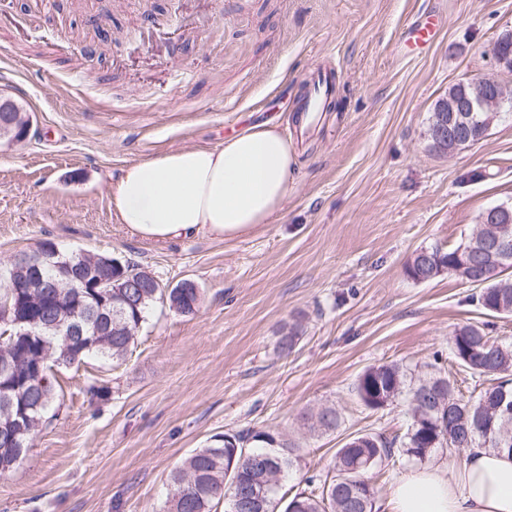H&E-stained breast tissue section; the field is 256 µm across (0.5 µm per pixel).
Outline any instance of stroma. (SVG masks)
<instances>
[{
	"label": "stroma",
	"instance_id": "35a3bbf8",
	"mask_svg": "<svg viewBox=\"0 0 512 512\" xmlns=\"http://www.w3.org/2000/svg\"><path fill=\"white\" fill-rule=\"evenodd\" d=\"M105 13V59L82 55ZM430 14L445 27L410 50L407 28ZM508 32L512 0H52L27 19L0 0V93L30 118L24 143L0 144V264L51 240L202 290L193 316L155 304L124 360L55 368L58 398L0 476V512H166L174 468L248 429L297 445L289 498L333 476L349 436L406 431L405 397L378 411L359 399L366 368L428 377L454 364L450 336L465 324L491 323L512 344V317H488L475 286L405 273L415 251L458 246L486 208L512 205V118L451 155L427 137L449 86L493 74L512 94L492 58ZM318 63L336 95L302 134L288 122ZM177 67L193 77L173 86ZM269 119L295 148L294 190L271 223L163 245L120 224L110 192L129 164ZM293 322L302 339L284 357L279 329ZM324 405L341 426L309 434L301 413Z\"/></svg>",
	"mask_w": 512,
	"mask_h": 512
}]
</instances>
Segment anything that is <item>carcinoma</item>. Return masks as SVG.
Masks as SVG:
<instances>
[{"instance_id":"carcinoma-1","label":"carcinoma","mask_w":512,"mask_h":512,"mask_svg":"<svg viewBox=\"0 0 512 512\" xmlns=\"http://www.w3.org/2000/svg\"><path fill=\"white\" fill-rule=\"evenodd\" d=\"M460 90L473 100L483 95L477 78L462 86L454 84L448 93ZM496 228L507 247L505 257H487L476 266L460 268L454 265L457 249L422 248L408 262L407 276L424 282L445 272L479 287L472 300L482 310L511 315L512 282L504 279V275L512 270V224H498ZM123 264L125 272L144 287L136 289L135 305L126 308V315L118 318L120 326L96 318L88 323L85 335L67 342L50 328L21 339L13 334L12 326L0 323V356L7 353L15 361L13 374L0 377V386L13 391V409L27 407L24 429L19 431L16 442L8 448L0 445L1 476L10 472L26 451L55 401L53 367L80 364L92 354L124 359L151 306L158 301L175 303V311L185 316L198 311L200 288H183L173 298L156 278L144 276V267L130 260ZM101 298L102 289L90 291L76 282L61 298L52 297L41 304L39 316L49 319L57 310L65 317L78 308H98ZM300 333L297 323L281 326V354L286 356L295 350ZM451 343L458 365L488 381L477 399L472 402L457 395L450 380L440 374L412 384L408 382L407 370L398 364L367 368L356 382L358 397L367 408L379 410L406 394L411 412L406 433L390 439L371 432L350 437L336 450V475L332 481L323 483L318 494L313 490L295 494L283 505L282 512H370L376 499L373 468L398 455L422 462L437 448H495L512 452V414L505 416L500 409L502 404L512 406V344H502L488 336L484 328L472 324L456 329ZM45 356V370L39 375L30 373L25 359ZM301 419L312 433L334 432L341 425V416L333 406L305 412ZM295 451L296 446L290 441L262 430L233 434L227 441L217 435L210 445L194 451L172 472L169 512H217L221 504L224 512H233L240 486L262 503L260 512H277L281 481L293 467Z\"/></svg>"}]
</instances>
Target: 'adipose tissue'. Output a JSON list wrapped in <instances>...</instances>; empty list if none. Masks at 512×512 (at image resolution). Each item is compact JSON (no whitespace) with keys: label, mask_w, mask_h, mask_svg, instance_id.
Instances as JSON below:
<instances>
[{"label":"adipose tissue","mask_w":512,"mask_h":512,"mask_svg":"<svg viewBox=\"0 0 512 512\" xmlns=\"http://www.w3.org/2000/svg\"><path fill=\"white\" fill-rule=\"evenodd\" d=\"M293 163V145L276 125H254L215 148L184 147L129 165L111 203L131 234L152 243L233 237L282 211ZM389 504L391 512H512V454L474 448L459 468L410 469Z\"/></svg>","instance_id":"1"}]
</instances>
